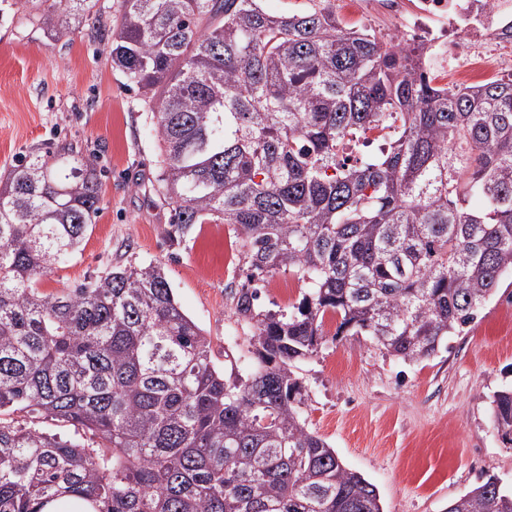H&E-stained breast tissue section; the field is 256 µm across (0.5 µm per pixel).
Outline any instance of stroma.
Returning <instances> with one entry per match:
<instances>
[{"mask_svg": "<svg viewBox=\"0 0 512 512\" xmlns=\"http://www.w3.org/2000/svg\"><path fill=\"white\" fill-rule=\"evenodd\" d=\"M63 36L16 10L0 26V186L36 148L71 142L96 158L97 218L75 257L41 283L74 287L113 265L156 262L183 311L212 341L225 376L253 351L252 330L233 313L228 291L241 287L243 259L227 224H205L169 245V208L155 190L159 142L143 102L112 64V37L91 20L56 18ZM304 292L280 272L261 306L285 311ZM326 321L317 353L301 363L303 414L344 463L376 485L384 512H446L488 476L512 487V445L494 426L493 393L512 384V273L474 320L422 363L386 354L364 336H336Z\"/></svg>", "mask_w": 512, "mask_h": 512, "instance_id": "obj_1", "label": "stroma"}]
</instances>
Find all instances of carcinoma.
<instances>
[{
	"label": "carcinoma",
	"mask_w": 512,
	"mask_h": 512,
	"mask_svg": "<svg viewBox=\"0 0 512 512\" xmlns=\"http://www.w3.org/2000/svg\"><path fill=\"white\" fill-rule=\"evenodd\" d=\"M113 26L112 62L151 113L166 237L234 227L255 358L231 381L155 263L60 293L40 281L99 211L91 156L37 148L0 188V512L65 492L95 512H383L377 487L308 428L297 363L335 335L408 363L436 355L512 271V80L433 85L416 48L342 25L330 0H19ZM49 11H41L44 3ZM384 132L379 154L344 153ZM305 285L287 313L257 282ZM512 445V386L492 395ZM65 423V440L7 416ZM451 512H512L496 477Z\"/></svg>",
	"instance_id": "carcinoma-1"
}]
</instances>
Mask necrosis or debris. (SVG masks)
I'll list each match as a JSON object with an SVG mask.
<instances>
[{"mask_svg":"<svg viewBox=\"0 0 512 512\" xmlns=\"http://www.w3.org/2000/svg\"><path fill=\"white\" fill-rule=\"evenodd\" d=\"M397 36L419 32L417 48L431 73L452 70L458 86L512 74V0H371Z\"/></svg>","mask_w":512,"mask_h":512,"instance_id":"4bbe7bcc","label":"necrosis or debris"}]
</instances>
